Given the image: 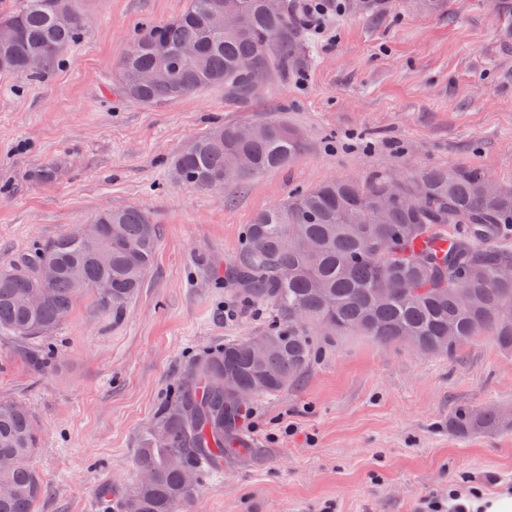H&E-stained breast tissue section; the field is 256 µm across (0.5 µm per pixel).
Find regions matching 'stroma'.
Segmentation results:
<instances>
[{
  "label": "stroma",
  "mask_w": 512,
  "mask_h": 512,
  "mask_svg": "<svg viewBox=\"0 0 512 512\" xmlns=\"http://www.w3.org/2000/svg\"><path fill=\"white\" fill-rule=\"evenodd\" d=\"M79 41L38 78L0 73V264L92 224L145 210L159 238L143 287L121 318L81 295L52 343L0 335V400L33 412L30 459L46 487L34 512H101L139 474L161 403L198 359L262 334L271 306L244 302L225 267L242 257L257 213L329 178L474 166L512 187V0H448L435 15L389 0L373 16H329L301 30L285 78L248 104L223 87L162 105L116 89V65L147 27L187 0H74ZM281 120L307 140L288 167L198 191L175 157L219 124ZM287 391L254 401L246 454L203 476L187 512H418L450 491H512V428L459 434L455 409L512 414V354L482 335L454 357L359 336H323Z\"/></svg>",
  "instance_id": "35a3bbf8"
}]
</instances>
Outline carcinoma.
I'll use <instances>...</instances> for the list:
<instances>
[{"instance_id":"obj_1","label":"carcinoma","mask_w":512,"mask_h":512,"mask_svg":"<svg viewBox=\"0 0 512 512\" xmlns=\"http://www.w3.org/2000/svg\"><path fill=\"white\" fill-rule=\"evenodd\" d=\"M353 13L383 11L387 0H347ZM73 0H22L0 17V72L38 77L83 33ZM299 32L285 0H188L176 19L150 27L117 65L121 92L156 105L220 85L244 103L256 88L251 73L273 81L299 60ZM42 57L36 69L27 66ZM305 142L279 121L259 122L247 134L218 125L182 152L175 175L209 191L221 180L243 182L280 168ZM512 226V191L478 167L428 168L363 181L328 180L256 215L244 255L224 275L248 303L273 307L277 320L261 335L256 357L245 339L193 364L159 408L153 433L140 448V478L121 497H102L103 512H182L197 495L185 481L223 469L225 438L250 407L224 391V375L273 398L295 384L318 359L316 336L359 334L382 344H408L424 354L452 357L481 334L512 351V265L504 229ZM463 232L455 234L453 228ZM158 240L157 226L139 208L105 211L89 238L63 235L0 266V333L27 341L50 337L84 292L119 317L143 287ZM106 250L107 265L95 254ZM57 266L54 279L40 268ZM112 281L101 294L96 284ZM39 294L32 308L28 299ZM495 412L460 408L450 425L461 434L500 426ZM39 434L28 407L0 402V512H33L44 484L28 459Z\"/></svg>"}]
</instances>
